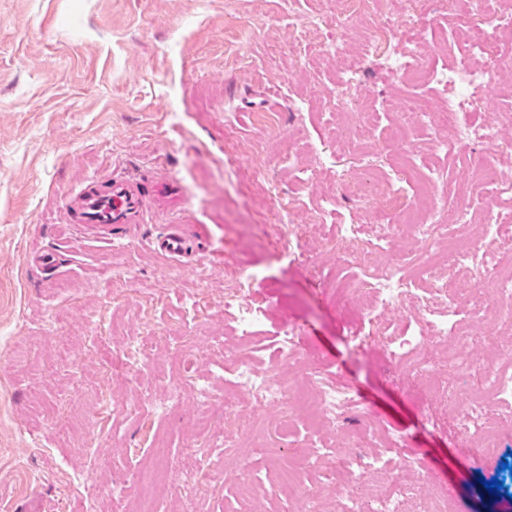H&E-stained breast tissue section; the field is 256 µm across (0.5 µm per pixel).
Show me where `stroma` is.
Returning <instances> with one entry per match:
<instances>
[{
	"label": "stroma",
	"mask_w": 512,
	"mask_h": 512,
	"mask_svg": "<svg viewBox=\"0 0 512 512\" xmlns=\"http://www.w3.org/2000/svg\"><path fill=\"white\" fill-rule=\"evenodd\" d=\"M329 0H0V512L29 499L40 512H140L142 472L163 465L168 490L156 512H331L347 493L383 488L374 463L390 458L413 497L447 494L448 512H512V408L491 402L497 451L461 456L456 431L429 418L463 412L478 369L512 370V309L476 314L457 303L449 326L488 337L472 373L444 363L446 398L424 399L399 381L402 365L382 354L354 355L351 331L395 335L414 329L423 304L437 306L418 278L425 254L447 245L409 234L373 235L381 183L406 205L466 206L476 215L512 206L475 178L477 157L512 176V67L500 68L476 99L472 118L500 131L494 143H449L438 117L407 112L411 99L440 109L437 86L404 80L376 40L385 11L422 16L436 39L423 46L435 69L450 67L441 35L467 12L475 37L494 40L470 0H369L344 23ZM316 23L305 51L296 26ZM355 61L352 98L337 105L336 59ZM405 120L418 146L411 159L388 142ZM348 128L344 142L328 139ZM115 175L177 178L185 211L154 209L124 243L94 237L69 202L89 183ZM181 222L205 253L190 268L160 254L154 240ZM356 227V260L341 262V230ZM297 254L286 262L282 246ZM56 252L42 271L35 254ZM401 265L410 291L399 309L369 310L371 269ZM247 276L242 302L258 299L255 342L274 347L284 329L301 338L293 358L261 369L289 384L309 365L339 378L354 403L322 421L316 406L249 403L235 417L225 399L224 339L236 309L224 304L232 270ZM353 283L346 305L336 282ZM153 341L141 356V339ZM209 391L201 401L198 387ZM239 453L206 476L227 433ZM325 437L366 467L364 477L324 484L300 471L301 501H286L281 471L297 449ZM502 487L490 495L484 481Z\"/></svg>",
	"instance_id": "35a3bbf8"
}]
</instances>
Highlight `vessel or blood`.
Returning a JSON list of instances; mask_svg holds the SVG:
<instances>
[{
    "instance_id": "b4317fda",
    "label": "vessel or blood",
    "mask_w": 512,
    "mask_h": 512,
    "mask_svg": "<svg viewBox=\"0 0 512 512\" xmlns=\"http://www.w3.org/2000/svg\"><path fill=\"white\" fill-rule=\"evenodd\" d=\"M181 196L180 184L172 179L145 183L117 176L87 185L73 200L72 208L77 223L101 239L120 243L136 225L146 223L152 208L178 201ZM156 246L176 259L198 256L202 250L201 244L191 241L176 224L169 225Z\"/></svg>"
}]
</instances>
